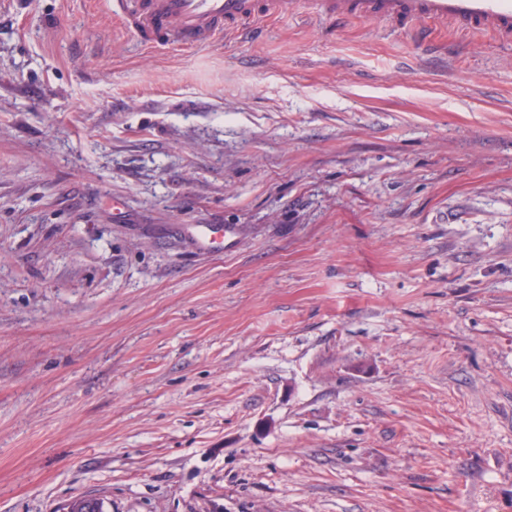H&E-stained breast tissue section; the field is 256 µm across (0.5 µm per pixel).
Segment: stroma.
I'll return each mask as SVG.
<instances>
[{
  "label": "stroma",
  "mask_w": 512,
  "mask_h": 512,
  "mask_svg": "<svg viewBox=\"0 0 512 512\" xmlns=\"http://www.w3.org/2000/svg\"><path fill=\"white\" fill-rule=\"evenodd\" d=\"M108 3L0 0V512H512V47ZM116 0L112 15L151 49H203L224 30L252 28L260 18H286L299 0Z\"/></svg>",
  "instance_id": "stroma-1"
}]
</instances>
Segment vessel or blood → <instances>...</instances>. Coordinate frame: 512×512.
Listing matches in <instances>:
<instances>
[{"label":"vessel or blood","instance_id":"1","mask_svg":"<svg viewBox=\"0 0 512 512\" xmlns=\"http://www.w3.org/2000/svg\"><path fill=\"white\" fill-rule=\"evenodd\" d=\"M300 0H114L112 14L151 49H203L219 40L225 30L247 29L260 18H285ZM319 14L330 21L371 19L409 26L422 20L444 23L471 33L497 36L512 44V0H316ZM199 250L216 242L230 244L232 228L217 231L194 227Z\"/></svg>","mask_w":512,"mask_h":512}]
</instances>
